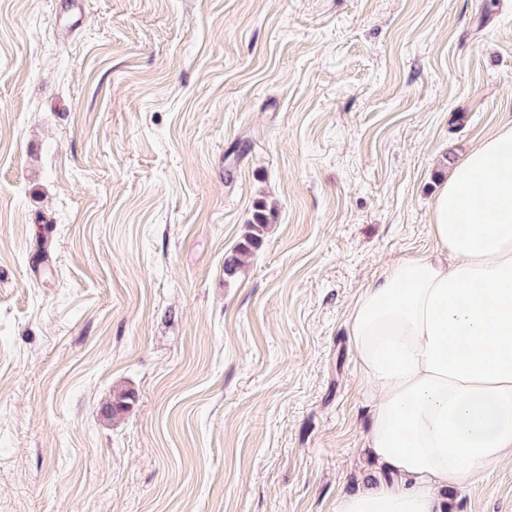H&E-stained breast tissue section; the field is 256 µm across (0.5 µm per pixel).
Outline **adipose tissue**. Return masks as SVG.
<instances>
[{
  "mask_svg": "<svg viewBox=\"0 0 512 512\" xmlns=\"http://www.w3.org/2000/svg\"><path fill=\"white\" fill-rule=\"evenodd\" d=\"M429 227L434 251L345 312L377 484L334 512H445L448 488L512 467V123L449 171Z\"/></svg>",
  "mask_w": 512,
  "mask_h": 512,
  "instance_id": "adipose-tissue-1",
  "label": "adipose tissue"
}]
</instances>
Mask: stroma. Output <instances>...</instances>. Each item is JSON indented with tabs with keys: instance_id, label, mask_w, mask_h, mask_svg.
Instances as JSON below:
<instances>
[{
	"instance_id": "obj_1",
	"label": "stroma",
	"mask_w": 512,
	"mask_h": 512,
	"mask_svg": "<svg viewBox=\"0 0 512 512\" xmlns=\"http://www.w3.org/2000/svg\"><path fill=\"white\" fill-rule=\"evenodd\" d=\"M76 6L0 0V512H333L375 469L344 313L512 121V0ZM269 218L265 207L257 205L253 220L248 224V233L237 246L224 256V274L227 278L236 276L260 250L265 241Z\"/></svg>"
}]
</instances>
